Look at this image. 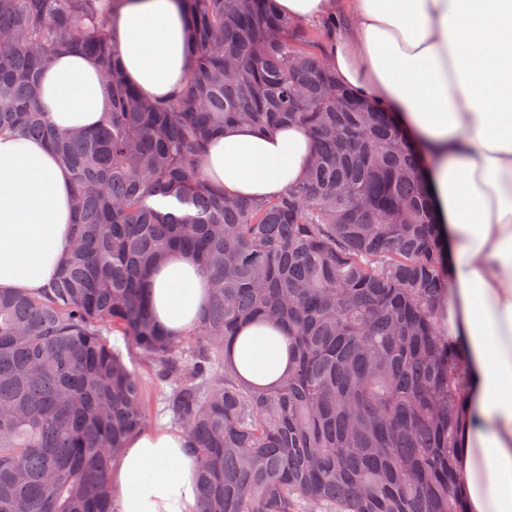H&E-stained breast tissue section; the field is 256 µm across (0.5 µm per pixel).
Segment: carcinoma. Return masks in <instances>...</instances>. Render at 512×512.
<instances>
[{"instance_id": "obj_1", "label": "carcinoma", "mask_w": 512, "mask_h": 512, "mask_svg": "<svg viewBox=\"0 0 512 512\" xmlns=\"http://www.w3.org/2000/svg\"><path fill=\"white\" fill-rule=\"evenodd\" d=\"M124 0H0V133L70 171L75 247L41 292L0 291V512H114L108 474L146 422L114 332L151 363L200 459V512H465L455 468L465 365L438 328L448 240L396 116L337 82L275 0H178L192 67L165 99L127 83L107 20ZM94 57L112 104L58 132L57 55ZM315 141L305 179L229 199L201 168L233 123ZM209 282L198 323H157L147 275L172 251ZM287 330L288 374L244 382L239 328Z\"/></svg>"}]
</instances>
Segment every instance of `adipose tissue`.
Listing matches in <instances>:
<instances>
[{"label": "adipose tissue", "mask_w": 512, "mask_h": 512, "mask_svg": "<svg viewBox=\"0 0 512 512\" xmlns=\"http://www.w3.org/2000/svg\"><path fill=\"white\" fill-rule=\"evenodd\" d=\"M281 14L345 20L325 53L337 80L395 113L413 142L448 240L440 325L465 361L456 464L466 512H512V0H276ZM127 81L163 98L185 79L186 23L174 0H126L108 18ZM40 100L57 131L95 128L111 95L96 62L68 53L47 66ZM314 152L302 128L225 127L202 158L229 197L264 200L301 180ZM70 173L44 142L0 136V289L35 293L65 261ZM158 322L193 327L208 289L195 259L171 253L148 273ZM229 356L247 383L289 368L276 327L240 328ZM184 433L132 435L109 483L117 512H197L199 461Z\"/></svg>", "instance_id": "ef3b65f1"}]
</instances>
